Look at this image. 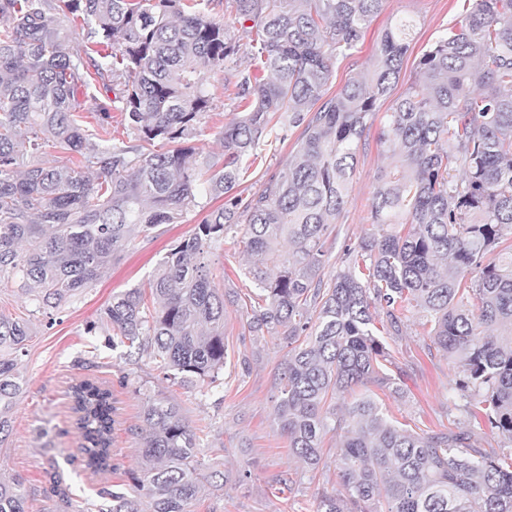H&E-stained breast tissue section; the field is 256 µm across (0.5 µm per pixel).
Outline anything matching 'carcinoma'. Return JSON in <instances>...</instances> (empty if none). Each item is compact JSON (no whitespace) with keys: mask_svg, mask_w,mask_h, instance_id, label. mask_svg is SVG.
<instances>
[{"mask_svg":"<svg viewBox=\"0 0 512 512\" xmlns=\"http://www.w3.org/2000/svg\"><path fill=\"white\" fill-rule=\"evenodd\" d=\"M243 45L211 14L212 0H0V280L49 313L92 288L132 233L152 238L205 195L224 199L158 262L147 288L112 296L101 322L112 348L139 344L171 381L211 389L227 364L224 290L204 247L242 230L257 257L237 296L248 332L288 346L274 421L289 453L328 467L336 438L343 492L317 512H512V252L484 258L512 236V0L470 11L419 60V78L385 112L414 21L382 39L374 69L327 96L384 0H227ZM82 21L98 57L72 53L48 11ZM240 53L270 72L236 74L249 111L224 124V160L190 145L210 107V74ZM136 144H98L75 119L92 75ZM302 127L285 170L248 199L227 197L242 162L279 140L273 116ZM394 158L371 197V229L321 276L349 198L366 132ZM44 147L64 154L34 163ZM430 325L431 346L455 365L467 413L507 441L488 454L468 431H417L390 419L379 393L401 394L387 338L408 313ZM30 324L0 314V447L24 393L16 370ZM360 387L343 409L333 401ZM86 467L112 459V391L71 386ZM133 489L99 491L97 512H187L201 491L199 437L179 406L148 401ZM0 512H27L23 478L0 472Z\"/></svg>","mask_w":512,"mask_h":512,"instance_id":"obj_1","label":"carcinoma"}]
</instances>
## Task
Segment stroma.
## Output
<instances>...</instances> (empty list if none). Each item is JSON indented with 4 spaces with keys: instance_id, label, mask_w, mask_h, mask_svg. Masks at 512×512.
I'll return each mask as SVG.
<instances>
[{
    "instance_id": "obj_1",
    "label": "stroma",
    "mask_w": 512,
    "mask_h": 512,
    "mask_svg": "<svg viewBox=\"0 0 512 512\" xmlns=\"http://www.w3.org/2000/svg\"><path fill=\"white\" fill-rule=\"evenodd\" d=\"M468 7V0H385L382 12L365 30L357 50L337 62L328 86L338 93L344 84L371 68L384 33L398 18H410L414 28L392 98L402 96L417 78L422 53L449 32ZM251 70L259 80L269 74L242 55L233 69L216 70L207 81L210 110L200 136L193 141L200 155L220 156L224 125L245 105L224 87L232 70ZM300 128L282 126L280 139L262 154L233 190L246 198L260 192L268 179L285 166ZM393 158L368 139L360 150L349 200L336 221L328 245L331 260L326 274H333L345 245L356 243L369 229V209L375 179ZM214 204L202 199L180 223L162 225L150 240L134 238L129 250L106 269L96 286L74 298L51 315L36 313L34 303L13 284L0 283V312L30 319L32 336L17 358L25 392L13 414V432L0 450V469L24 480L27 512H92L101 487L130 488L140 468V426L148 400L168 397L182 409L190 428L200 438L204 471L224 473L223 488L203 486L189 512H316L322 493L340 488L336 471L310 476L303 464L288 453V440L273 421V397L288 347L265 337L253 340L246 315L227 303L224 342L229 364L223 383L212 389L180 386L166 379L147 354L126 355L111 348L110 328L88 334L114 294L144 284L157 262L176 243L190 237ZM209 258L216 281L225 290L243 291L244 267L250 257L241 236L228 234L212 246ZM427 328L419 315H410L408 329L390 342L391 354L401 376L404 393L385 398L389 415L423 430L469 429L483 448H499L501 438L465 412L454 393L460 372L441 352L430 349ZM248 361L241 371L240 361ZM89 379L112 391V467L92 474L85 467L82 440L75 425L71 387Z\"/></svg>"
}]
</instances>
